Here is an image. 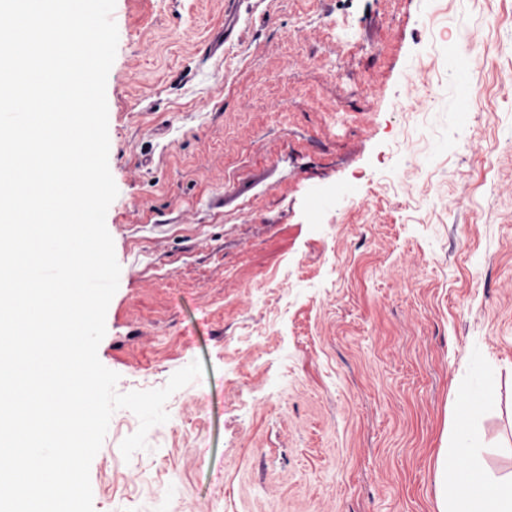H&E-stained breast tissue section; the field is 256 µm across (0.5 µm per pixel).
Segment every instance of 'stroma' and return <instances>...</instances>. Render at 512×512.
Here are the masks:
<instances>
[{"mask_svg":"<svg viewBox=\"0 0 512 512\" xmlns=\"http://www.w3.org/2000/svg\"><path fill=\"white\" fill-rule=\"evenodd\" d=\"M112 18L121 273L98 357L121 393L205 375L131 460L139 421L113 414L94 512H438L458 397L486 386L471 429L512 473V0ZM454 43L480 79L464 124Z\"/></svg>","mask_w":512,"mask_h":512,"instance_id":"obj_1","label":"stroma"}]
</instances>
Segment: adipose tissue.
I'll return each mask as SVG.
<instances>
[{
    "label": "adipose tissue",
    "mask_w": 512,
    "mask_h": 512,
    "mask_svg": "<svg viewBox=\"0 0 512 512\" xmlns=\"http://www.w3.org/2000/svg\"><path fill=\"white\" fill-rule=\"evenodd\" d=\"M438 478V512H512V476L483 465L468 423L457 424L438 460Z\"/></svg>",
    "instance_id": "ef3b65f1"
}]
</instances>
